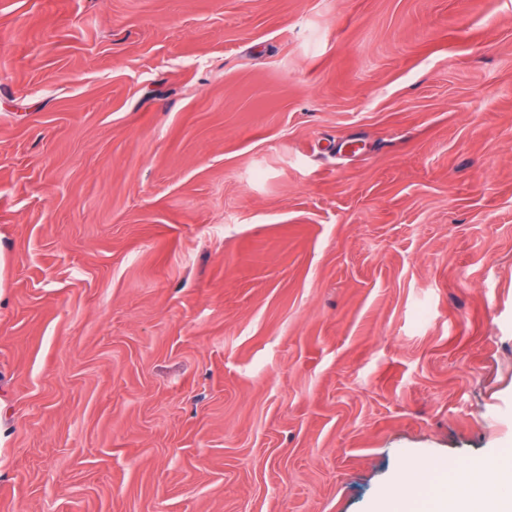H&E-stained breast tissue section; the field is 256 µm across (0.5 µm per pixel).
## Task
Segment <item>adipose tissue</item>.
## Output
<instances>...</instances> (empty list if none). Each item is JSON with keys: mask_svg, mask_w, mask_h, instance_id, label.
<instances>
[{"mask_svg": "<svg viewBox=\"0 0 512 512\" xmlns=\"http://www.w3.org/2000/svg\"><path fill=\"white\" fill-rule=\"evenodd\" d=\"M430 512H512V459L461 465L454 482L431 499Z\"/></svg>", "mask_w": 512, "mask_h": 512, "instance_id": "ef3b65f1", "label": "adipose tissue"}]
</instances>
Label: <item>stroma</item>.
<instances>
[{"label":"stroma","mask_w":512,"mask_h":512,"mask_svg":"<svg viewBox=\"0 0 512 512\" xmlns=\"http://www.w3.org/2000/svg\"><path fill=\"white\" fill-rule=\"evenodd\" d=\"M512 453V0H0V512H376Z\"/></svg>","instance_id":"obj_1"}]
</instances>
